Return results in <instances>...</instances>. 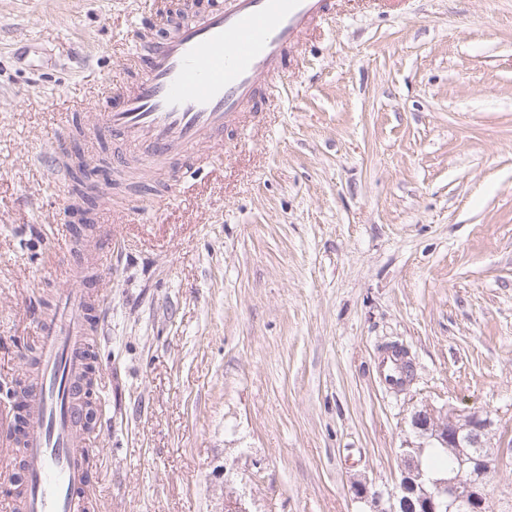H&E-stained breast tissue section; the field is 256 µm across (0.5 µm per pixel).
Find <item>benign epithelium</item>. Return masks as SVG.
<instances>
[{
    "mask_svg": "<svg viewBox=\"0 0 512 512\" xmlns=\"http://www.w3.org/2000/svg\"><path fill=\"white\" fill-rule=\"evenodd\" d=\"M493 426L490 415L479 411L453 417L432 405L421 407L411 416L415 440L400 448V479L385 493L357 480L350 487L353 500L363 504L365 512H399L413 494L419 512H485L491 498L488 476L512 456V440L491 443ZM435 444L448 449L454 459L453 471L445 478L426 477L419 463L423 449Z\"/></svg>",
    "mask_w": 512,
    "mask_h": 512,
    "instance_id": "7a95c632",
    "label": "benign epithelium"
}]
</instances>
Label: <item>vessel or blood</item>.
<instances>
[{
	"instance_id": "obj_1",
	"label": "vessel or blood",
	"mask_w": 512,
	"mask_h": 512,
	"mask_svg": "<svg viewBox=\"0 0 512 512\" xmlns=\"http://www.w3.org/2000/svg\"><path fill=\"white\" fill-rule=\"evenodd\" d=\"M327 0H222L187 16L163 38L142 39L147 60L139 81L100 112L96 138L118 137L143 150L151 178L193 168L225 128L255 119L256 101L279 78L289 51L322 20ZM102 299L86 288L64 294L40 320L38 365L12 397L27 414L17 448L0 446V471L22 464L12 512H98L100 490L88 485L91 464L82 400Z\"/></svg>"
}]
</instances>
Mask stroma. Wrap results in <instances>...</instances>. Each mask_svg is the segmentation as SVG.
Returning <instances> with one entry per match:
<instances>
[{
	"mask_svg": "<svg viewBox=\"0 0 512 512\" xmlns=\"http://www.w3.org/2000/svg\"><path fill=\"white\" fill-rule=\"evenodd\" d=\"M153 0H0V394L79 250L45 141L91 133ZM256 125L129 209L100 276L88 399L102 512H361L411 415L512 438V0H332ZM414 376L389 388L384 347Z\"/></svg>",
	"mask_w": 512,
	"mask_h": 512,
	"instance_id": "35a3bbf8",
	"label": "stroma"
}]
</instances>
